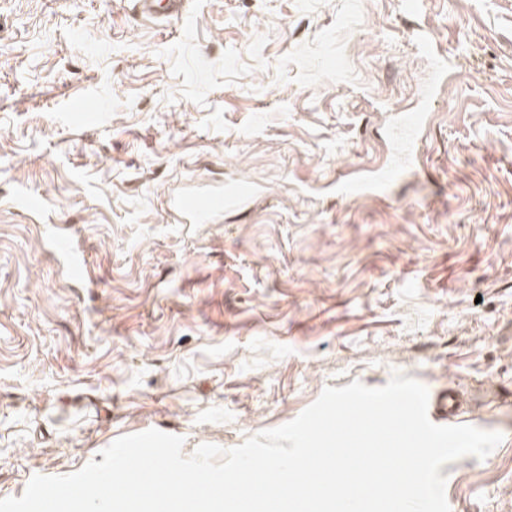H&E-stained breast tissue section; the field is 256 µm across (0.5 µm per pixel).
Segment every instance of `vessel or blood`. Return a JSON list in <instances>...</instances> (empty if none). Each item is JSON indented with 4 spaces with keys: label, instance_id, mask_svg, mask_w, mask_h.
Instances as JSON below:
<instances>
[{
    "label": "vessel or blood",
    "instance_id": "1",
    "mask_svg": "<svg viewBox=\"0 0 512 512\" xmlns=\"http://www.w3.org/2000/svg\"><path fill=\"white\" fill-rule=\"evenodd\" d=\"M406 167L405 160L392 161L375 167L370 175L344 178L337 182L336 190L345 199L363 196H384L391 184L399 179ZM257 194L254 187L238 183L226 184L223 190L204 195L180 193L170 199L172 217L178 223L203 224L224 210L246 205ZM54 248L68 260L73 278L86 277L88 268L73 243L64 237L55 238Z\"/></svg>",
    "mask_w": 512,
    "mask_h": 512
}]
</instances>
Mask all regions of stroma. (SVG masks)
Returning <instances> with one entry per match:
<instances>
[{
	"label": "stroma",
	"mask_w": 512,
	"mask_h": 512,
	"mask_svg": "<svg viewBox=\"0 0 512 512\" xmlns=\"http://www.w3.org/2000/svg\"><path fill=\"white\" fill-rule=\"evenodd\" d=\"M185 6L0 0V498L151 428L231 449L400 371L503 436L441 467L450 512H512V0ZM429 86L404 177L338 197ZM228 181L257 197L168 217ZM257 194L252 186L229 183L224 191H214L204 195L180 193L170 198L172 217L179 224H205L208 220L224 210L246 205ZM54 248L59 251L68 260V269L71 276L75 279H81L88 275V268L73 243L64 237H56L53 240Z\"/></svg>",
	"instance_id": "stroma-1"
}]
</instances>
